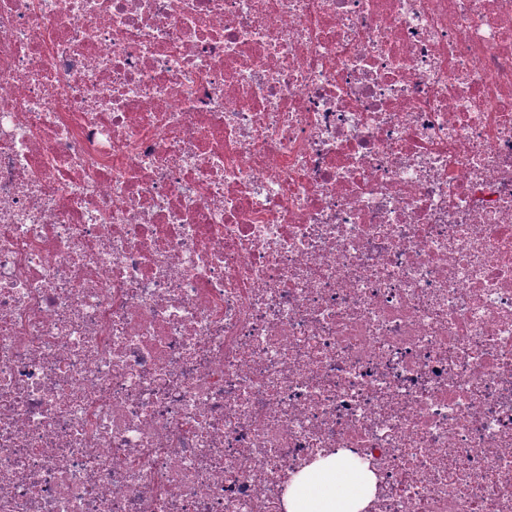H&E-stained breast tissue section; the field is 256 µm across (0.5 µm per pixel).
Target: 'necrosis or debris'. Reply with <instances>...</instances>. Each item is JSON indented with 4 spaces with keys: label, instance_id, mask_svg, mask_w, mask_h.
Listing matches in <instances>:
<instances>
[{
    "label": "necrosis or debris",
    "instance_id": "obj_1",
    "mask_svg": "<svg viewBox=\"0 0 512 512\" xmlns=\"http://www.w3.org/2000/svg\"><path fill=\"white\" fill-rule=\"evenodd\" d=\"M512 512V0H0V512ZM338 484L347 488L336 489ZM369 491L368 474L358 478L330 456L295 478L285 496V508L287 512H359Z\"/></svg>",
    "mask_w": 512,
    "mask_h": 512
}]
</instances>
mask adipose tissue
Here are the masks:
<instances>
[{"mask_svg":"<svg viewBox=\"0 0 512 512\" xmlns=\"http://www.w3.org/2000/svg\"><path fill=\"white\" fill-rule=\"evenodd\" d=\"M370 485L336 457H328L295 478L285 497L286 512H360Z\"/></svg>","mask_w":512,"mask_h":512,"instance_id":"adipose-tissue-1","label":"adipose tissue"}]
</instances>
